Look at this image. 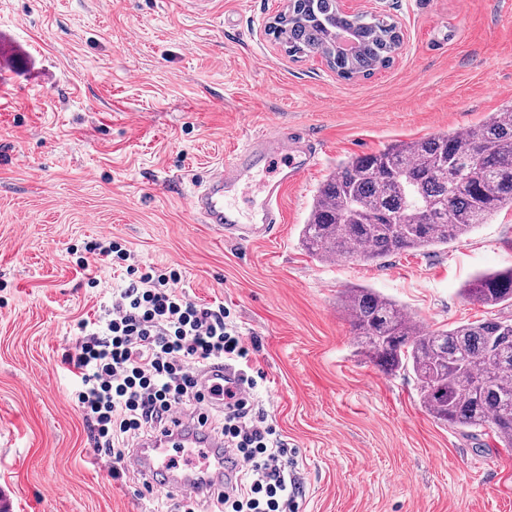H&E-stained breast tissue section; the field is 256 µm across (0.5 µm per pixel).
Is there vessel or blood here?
Masks as SVG:
<instances>
[{
	"label": "vessel or blood",
	"mask_w": 512,
	"mask_h": 512,
	"mask_svg": "<svg viewBox=\"0 0 512 512\" xmlns=\"http://www.w3.org/2000/svg\"><path fill=\"white\" fill-rule=\"evenodd\" d=\"M282 156L287 157V165L274 178L255 182L251 211L242 213L232 202L236 186L252 180L256 169ZM317 156L318 150L307 136L286 128L255 136L201 180L189 199L190 208L201 223L211 225L224 240L270 239L282 221L280 203L285 190L314 165ZM197 380L209 408H223L225 388L236 385L233 370L220 362L201 369ZM172 448L197 450L200 468L182 469L171 463L167 452ZM128 462L149 487L174 496L210 494L222 484L232 483L237 472L235 457L223 439L183 410L164 429L140 440Z\"/></svg>",
	"instance_id": "b4317fda"
}]
</instances>
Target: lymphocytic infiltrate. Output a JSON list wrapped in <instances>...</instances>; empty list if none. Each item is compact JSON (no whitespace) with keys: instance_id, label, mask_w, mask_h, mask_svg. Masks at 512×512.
I'll list each match as a JSON object with an SVG mask.
<instances>
[{"instance_id":"1","label":"lymphocytic infiltrate","mask_w":512,"mask_h":512,"mask_svg":"<svg viewBox=\"0 0 512 512\" xmlns=\"http://www.w3.org/2000/svg\"><path fill=\"white\" fill-rule=\"evenodd\" d=\"M85 250L83 269L106 263L125 272L98 319L80 321L62 359L97 457L121 463L131 441L162 428L182 407L204 403L193 367L221 361L240 381L227 393L220 423L240 479L211 496V512H295L288 450L267 411L254 405L265 375L253 367L229 309L195 303L180 289L176 269L140 266L118 242Z\"/></svg>"}]
</instances>
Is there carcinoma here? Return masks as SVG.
<instances>
[{"instance_id": "carcinoma-1", "label": "carcinoma", "mask_w": 512, "mask_h": 512, "mask_svg": "<svg viewBox=\"0 0 512 512\" xmlns=\"http://www.w3.org/2000/svg\"><path fill=\"white\" fill-rule=\"evenodd\" d=\"M277 38L288 53L320 54L342 78L388 66L395 23L346 14L337 0H292ZM512 208V104L464 132L391 144L340 163L317 189L302 227L310 254L373 262L462 242ZM469 301L493 318L420 328L372 288H348L342 308L359 352L386 373H412L421 405L451 427L490 430L512 448V266L469 281Z\"/></svg>"}]
</instances>
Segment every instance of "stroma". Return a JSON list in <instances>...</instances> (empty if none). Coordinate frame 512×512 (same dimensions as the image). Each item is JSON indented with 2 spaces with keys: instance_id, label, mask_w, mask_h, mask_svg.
<instances>
[{
  "instance_id": "1",
  "label": "stroma",
  "mask_w": 512,
  "mask_h": 512,
  "mask_svg": "<svg viewBox=\"0 0 512 512\" xmlns=\"http://www.w3.org/2000/svg\"><path fill=\"white\" fill-rule=\"evenodd\" d=\"M286 6L0 0V512H150L156 498L95 461L61 367L77 322L123 280L77 266L102 238L230 308L267 378L257 399L291 451L299 512H512V448L433 421L412 374L355 354L339 305L358 285L434 328L486 317L461 290L512 265V208L463 243L374 262L322 261L301 243L339 162L512 102V0H363L404 46L350 80L268 33ZM283 126L316 140L318 165L286 190L274 238L224 241L189 208L196 181Z\"/></svg>"
}]
</instances>
